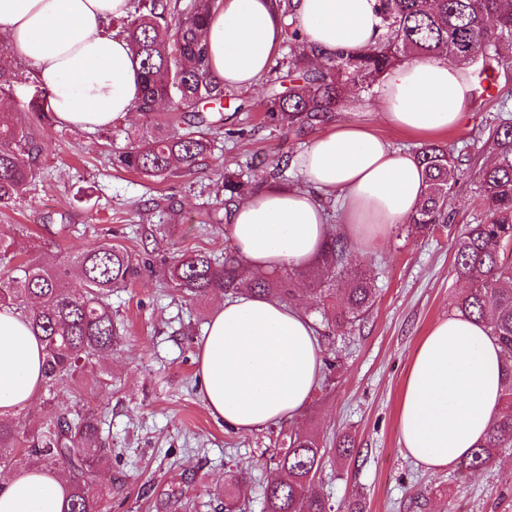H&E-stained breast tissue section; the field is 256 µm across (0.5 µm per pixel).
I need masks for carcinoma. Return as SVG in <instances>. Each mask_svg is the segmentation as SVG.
I'll list each match as a JSON object with an SVG mask.
<instances>
[{
	"label": "carcinoma",
	"mask_w": 512,
	"mask_h": 512,
	"mask_svg": "<svg viewBox=\"0 0 512 512\" xmlns=\"http://www.w3.org/2000/svg\"><path fill=\"white\" fill-rule=\"evenodd\" d=\"M216 0H192L186 13L171 0H137L134 11L119 19L123 38L141 64V93L136 110L153 121L156 107L170 102L174 111L193 112L200 123L223 124L224 114L195 112L202 100L219 106L224 85L209 73L201 33ZM387 37L359 57L338 55L319 68L309 66L305 46L282 64L277 77L282 88L268 96L272 121L314 126L331 117L346 86L367 94L390 70L423 57L442 58L462 66L470 76L495 72L512 64V6L506 0H379ZM39 126L52 124L46 99L30 104ZM493 159L479 172L478 189L488 214L470 224L454 243V272L472 288L460 297L457 310L487 321V330L512 359V265L504 266L500 251L512 243V121L494 119L489 128ZM41 146L32 124L14 112L0 110V205L8 206L26 192L34 175ZM211 153L204 131L155 129L128 141L112 154V165L149 178H166L198 170ZM417 159L424 168L426 190L408 230L434 231L450 219L448 207L455 186L465 177L462 163L448 148L423 146ZM237 177L224 175L227 201L245 194ZM343 238L326 244L319 262L297 276L308 280L310 291L328 304L331 320L340 328L353 325L374 303V288L364 269L349 263ZM0 306L11 307L29 323L44 346L43 390L74 377L97 358L112 354L120 329L112 318V289L123 288L138 274L133 256L124 248L102 243L79 253L78 274L64 266L44 265L37 258L18 259L14 240L0 234ZM293 276L249 277L233 247L224 257L202 251L182 252L166 268V281L192 299L210 293L238 297L248 292L291 304L299 296ZM344 281L336 297V281ZM512 447V365L504 377L503 398L485 437L458 470L474 471L491 465L499 451ZM111 448L99 434L94 410L74 405L49 417L29 434L11 419L0 418V467L50 473L56 466L70 470L64 512H103V496L90 492L101 482ZM318 440L291 431L281 442L274 463L279 479L264 487V512H333V505L314 485L324 463Z\"/></svg>",
	"instance_id": "1"
}]
</instances>
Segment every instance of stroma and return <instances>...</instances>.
Returning a JSON list of instances; mask_svg holds the SVG:
<instances>
[{
    "instance_id": "stroma-1",
    "label": "stroma",
    "mask_w": 512,
    "mask_h": 512,
    "mask_svg": "<svg viewBox=\"0 0 512 512\" xmlns=\"http://www.w3.org/2000/svg\"><path fill=\"white\" fill-rule=\"evenodd\" d=\"M14 66L19 76L0 92V102L25 114L42 88L28 62L18 59ZM276 77L271 70L251 89L227 90L224 125L211 131L214 150L191 174L153 179L113 167V151L146 125L138 113L121 119L123 133L114 138L58 122L41 130L35 175L25 195L0 208V233L48 264L109 242L151 266L112 291V313L123 333L111 356L57 386L53 402L40 397L19 408V427L33 430L55 408L79 401L93 408L112 445V493L103 499L104 512H217L213 494L233 476L245 481V512H263V488L276 472L272 458L292 430L314 435L325 448L316 486L336 512H347L355 501L364 512H512V447L491 466L462 473L454 465L434 470L416 462L399 435L411 357L466 290L453 271V241L486 215L477 171L491 143L471 133L496 117L497 104L479 93L461 123L434 139L467 158L449 222L430 236L399 225L370 252L351 243L353 263L372 271L375 288L372 308L354 326L326 322L317 298L308 296L304 311L317 331L323 373L304 410L246 433L207 411L196 357L214 300L181 297L158 266L183 251L219 254L231 244L225 174L253 186L263 180L300 185L289 161L318 130L269 121L264 104ZM374 102V95L361 96L357 108L338 109L334 120L360 119L394 147H421V140L383 124ZM345 439L353 451L343 459L336 449ZM174 490L183 491V501L166 505Z\"/></svg>"
}]
</instances>
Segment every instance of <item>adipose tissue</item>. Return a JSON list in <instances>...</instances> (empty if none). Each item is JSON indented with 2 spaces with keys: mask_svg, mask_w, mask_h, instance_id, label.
<instances>
[{
  "mask_svg": "<svg viewBox=\"0 0 512 512\" xmlns=\"http://www.w3.org/2000/svg\"><path fill=\"white\" fill-rule=\"evenodd\" d=\"M312 62L357 56L381 36L378 0H293ZM129 0H0L9 55L29 61L51 93L59 123L94 129L133 112L139 62L106 34ZM276 0H218L203 34L210 74L249 89L284 40ZM467 69L420 58L387 73L377 106L395 130L423 139L470 110ZM302 183H262L229 213L228 231L250 272L265 276L317 259L335 229L369 250L414 214L425 190L415 154L394 149L366 123L328 126L293 160ZM334 198L335 212L325 200ZM507 360L483 322L455 313L436 321L416 348L399 412L406 454L445 469L486 433L502 396ZM322 374L312 321L296 305L255 294L220 302L198 346V375L210 414L249 432L301 413ZM42 344L13 309H0V416L31 404L42 387ZM62 475L11 472L0 512H63Z\"/></svg>",
  "mask_w": 512,
  "mask_h": 512,
  "instance_id": "adipose-tissue-1",
  "label": "adipose tissue"
}]
</instances>
